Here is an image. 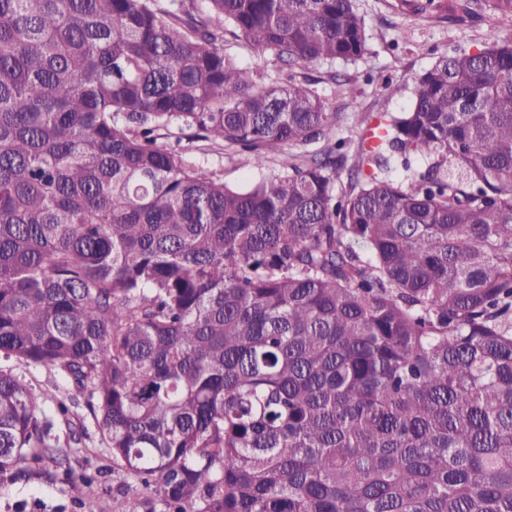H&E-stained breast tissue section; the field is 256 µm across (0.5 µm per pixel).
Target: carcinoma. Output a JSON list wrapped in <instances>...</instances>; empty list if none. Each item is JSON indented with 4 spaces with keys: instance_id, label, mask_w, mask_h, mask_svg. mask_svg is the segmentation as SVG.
I'll return each mask as SVG.
<instances>
[{
    "instance_id": "carcinoma-1",
    "label": "carcinoma",
    "mask_w": 512,
    "mask_h": 512,
    "mask_svg": "<svg viewBox=\"0 0 512 512\" xmlns=\"http://www.w3.org/2000/svg\"><path fill=\"white\" fill-rule=\"evenodd\" d=\"M204 2L0 0V355L84 399L144 512H512V43L350 155L294 67L363 57L353 0ZM172 126L322 147L233 189ZM47 399L0 368V480L61 453ZM224 51L235 56L244 67L262 71L266 83L275 81L282 74L288 73V67L283 70L280 69L278 64L273 63L271 56H261L250 47L230 36L226 37Z\"/></svg>"
}]
</instances>
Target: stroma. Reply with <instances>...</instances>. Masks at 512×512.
Listing matches in <instances>:
<instances>
[{
	"label": "stroma",
	"mask_w": 512,
	"mask_h": 512,
	"mask_svg": "<svg viewBox=\"0 0 512 512\" xmlns=\"http://www.w3.org/2000/svg\"><path fill=\"white\" fill-rule=\"evenodd\" d=\"M451 6L424 16L402 7L401 0H354L363 18L367 51L354 63L340 60L299 68L298 78L336 112L335 140L356 149L364 113L402 112L413 97L416 77L439 57L461 49L475 50L512 40V15L495 8V0H450ZM197 164L215 171L227 186L244 188L270 178L288 161L287 155L255 166L250 156L197 138L189 142ZM13 372L34 387L49 389L45 404L57 414L59 404L74 396L66 381L53 370L10 361ZM56 431L68 449L62 464L43 461L29 476L0 483V512H82L92 497L115 494L129 485L117 468L86 406L72 407L68 420Z\"/></svg>",
	"instance_id": "1"
}]
</instances>
